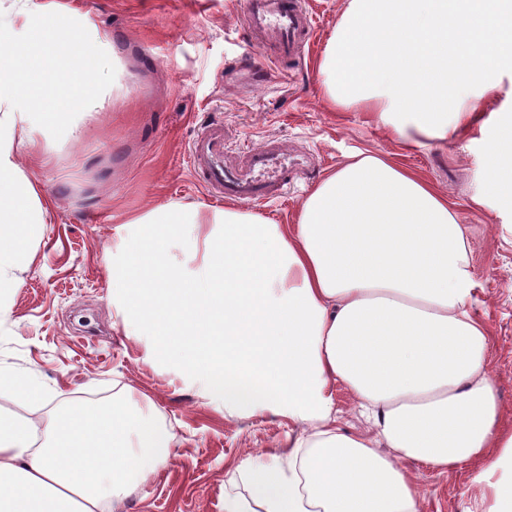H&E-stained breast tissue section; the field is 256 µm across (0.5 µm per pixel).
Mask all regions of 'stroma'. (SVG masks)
<instances>
[{"mask_svg":"<svg viewBox=\"0 0 512 512\" xmlns=\"http://www.w3.org/2000/svg\"><path fill=\"white\" fill-rule=\"evenodd\" d=\"M49 9L78 10L104 32L111 53L95 78L112 102L76 135L56 139L48 155L22 152L21 164L51 202L35 256L21 272L11 316L0 322V371L28 374L53 399L33 409L0 390V408L45 425L77 395L123 400L133 387L145 412L172 429L170 462L141 482L127 512H224L228 494L248 495L235 467L248 455L277 451L294 428L267 412L238 415L206 397L175 365L155 360L151 342L114 323L113 231L147 208L180 203L221 206L192 176L188 148L212 118L224 123V158L274 141L309 166L287 197L255 214L295 223L312 186L361 150L398 160L447 194L470 239L480 291L473 307L492 337L490 369L512 423V210L488 190L486 144L512 117V77L483 100V131L435 146L405 147L372 112L337 110L318 65L347 0H305L312 31L292 71L277 51L257 46L244 0H42ZM268 68L251 89L228 88L224 73L245 55ZM422 495V512H465L478 462L440 472L406 462Z\"/></svg>","mask_w":512,"mask_h":512,"instance_id":"1","label":"stroma"}]
</instances>
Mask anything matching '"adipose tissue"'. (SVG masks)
<instances>
[{
  "label": "adipose tissue",
  "instance_id": "1",
  "mask_svg": "<svg viewBox=\"0 0 512 512\" xmlns=\"http://www.w3.org/2000/svg\"><path fill=\"white\" fill-rule=\"evenodd\" d=\"M0 15V320L48 209L20 165L58 126L107 108L92 75L108 47L79 13L15 0ZM329 102L378 113L403 143L481 125L478 101L512 74V0H348L319 63ZM493 195L512 206V119L486 151ZM116 232L112 304L127 335L242 414L296 430L269 461L244 459L249 496L224 512H421L406 460L445 471L483 460L476 512H512V426L472 314L469 242L447 197L398 161L356 153L309 192L295 223L227 208L160 205ZM191 243L194 273L166 255ZM344 383L364 429L345 430ZM152 417L79 400L44 431L0 410V512H123L132 483L170 461Z\"/></svg>",
  "mask_w": 512,
  "mask_h": 512
}]
</instances>
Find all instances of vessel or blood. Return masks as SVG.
I'll list each match as a JSON object with an SVG mask.
<instances>
[{
  "mask_svg": "<svg viewBox=\"0 0 512 512\" xmlns=\"http://www.w3.org/2000/svg\"><path fill=\"white\" fill-rule=\"evenodd\" d=\"M246 17L254 32L275 41L282 59L299 56L311 31L302 0H245ZM191 169L209 191L232 200L259 204L274 192H287L300 165L288 154L264 145L248 153L244 167H224V124H206L189 146Z\"/></svg>",
  "mask_w": 512,
  "mask_h": 512,
  "instance_id": "b4317fda",
  "label": "vessel or blood"
}]
</instances>
